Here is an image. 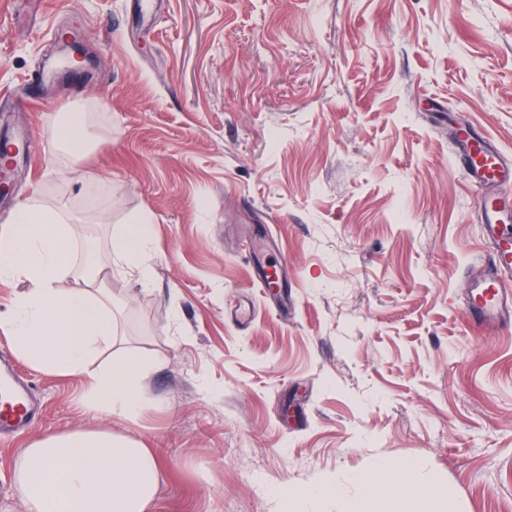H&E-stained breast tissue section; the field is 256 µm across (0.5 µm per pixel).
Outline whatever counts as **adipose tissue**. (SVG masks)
Returning a JSON list of instances; mask_svg holds the SVG:
<instances>
[{
  "label": "adipose tissue",
  "instance_id": "1",
  "mask_svg": "<svg viewBox=\"0 0 512 512\" xmlns=\"http://www.w3.org/2000/svg\"><path fill=\"white\" fill-rule=\"evenodd\" d=\"M150 237L145 225L130 227L113 243L116 256L148 274ZM73 250L68 218L19 207L0 236V281L23 279L5 325L15 353L48 373L83 376V399L92 411L125 417L144 406L142 381L148 365L122 356L92 367V358L116 341L112 313L100 289L63 288ZM162 476L153 449L109 430L75 428L23 448L14 482L26 512H151ZM388 512H422V498L401 494L400 476L382 460L360 476Z\"/></svg>",
  "mask_w": 512,
  "mask_h": 512
}]
</instances>
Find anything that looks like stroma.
<instances>
[{"mask_svg":"<svg viewBox=\"0 0 512 512\" xmlns=\"http://www.w3.org/2000/svg\"><path fill=\"white\" fill-rule=\"evenodd\" d=\"M70 28L86 79L44 75ZM42 75L45 104L30 105ZM0 139L36 144L0 196L76 218L64 288L95 278L144 407L90 412L32 370L38 425L0 440V512H26L22 448L75 427L154 449L152 512H274L272 489L417 461L404 490L512 512V330L468 323L476 194L457 121L512 155V0H0ZM82 113L71 160L53 123ZM147 222L150 282L113 252ZM276 261L267 298L255 272ZM254 304L236 323L227 297Z\"/></svg>","mask_w":512,"mask_h":512,"instance_id":"1","label":"stroma"}]
</instances>
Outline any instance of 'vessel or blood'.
<instances>
[{
    "label": "vessel or blood",
    "mask_w": 512,
    "mask_h": 512,
    "mask_svg": "<svg viewBox=\"0 0 512 512\" xmlns=\"http://www.w3.org/2000/svg\"><path fill=\"white\" fill-rule=\"evenodd\" d=\"M453 156L478 191L475 213L485 242L470 265L468 317L475 327L495 330L512 323V236L501 231L512 222V155L489 135L476 136L465 127ZM41 414L32 379L15 374L1 351L0 438L29 431Z\"/></svg>",
    "instance_id": "obj_1"
}]
</instances>
